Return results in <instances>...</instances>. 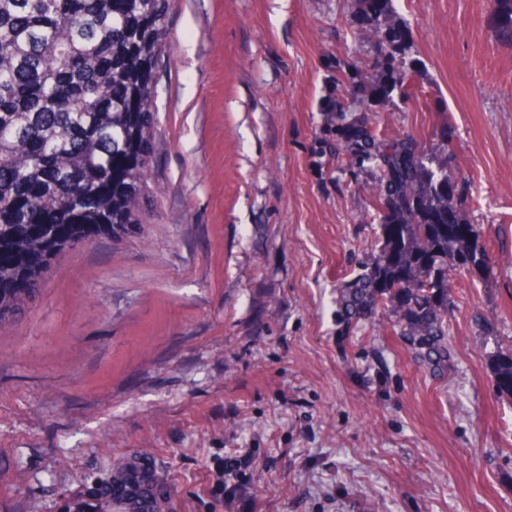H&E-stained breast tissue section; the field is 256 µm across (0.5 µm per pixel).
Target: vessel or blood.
I'll return each instance as SVG.
<instances>
[{
  "mask_svg": "<svg viewBox=\"0 0 512 512\" xmlns=\"http://www.w3.org/2000/svg\"><path fill=\"white\" fill-rule=\"evenodd\" d=\"M165 486L138 457H129L104 485L61 497L57 512H165Z\"/></svg>",
  "mask_w": 512,
  "mask_h": 512,
  "instance_id": "obj_1",
  "label": "vessel or blood"
}]
</instances>
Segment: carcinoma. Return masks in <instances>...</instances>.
<instances>
[{
  "mask_svg": "<svg viewBox=\"0 0 512 512\" xmlns=\"http://www.w3.org/2000/svg\"><path fill=\"white\" fill-rule=\"evenodd\" d=\"M169 0H0V322L36 293L57 256L79 242L144 229L143 172L152 150L154 89ZM368 61L336 64L326 135L349 166L379 171L373 206L383 247L370 272L340 289L346 327L377 309L418 345L433 372L448 363V278L482 268V231L463 220L467 188L455 155L409 133L380 138L348 120L364 68L381 106L410 95L414 61L393 0H359ZM500 41L512 44V0H492ZM512 397V351L494 358Z\"/></svg>",
  "mask_w": 512,
  "mask_h": 512,
  "instance_id": "carcinoma-1",
  "label": "carcinoma"
}]
</instances>
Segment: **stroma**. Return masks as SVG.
I'll return each mask as SVG.
<instances>
[{
  "label": "stroma",
  "instance_id": "35a3bbf8",
  "mask_svg": "<svg viewBox=\"0 0 512 512\" xmlns=\"http://www.w3.org/2000/svg\"><path fill=\"white\" fill-rule=\"evenodd\" d=\"M393 6L421 93L352 115L438 153L452 130L488 254L449 275L444 372L389 319L342 324L383 245L379 173L337 163L321 106L371 53L357 0H169L143 233L67 252L0 324V512L132 454L165 512H512V45L486 0ZM495 384L498 392L512 397V351H498L494 358Z\"/></svg>",
  "mask_w": 512,
  "mask_h": 512
}]
</instances>
